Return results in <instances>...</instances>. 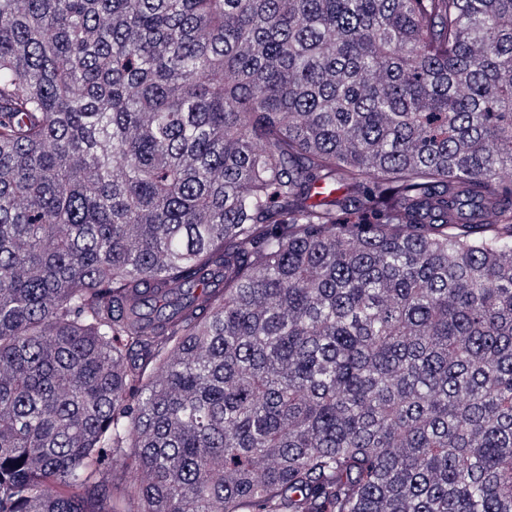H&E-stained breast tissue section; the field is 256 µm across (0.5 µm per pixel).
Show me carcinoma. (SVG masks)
<instances>
[{"instance_id":"obj_1","label":"carcinoma","mask_w":512,"mask_h":512,"mask_svg":"<svg viewBox=\"0 0 512 512\" xmlns=\"http://www.w3.org/2000/svg\"><path fill=\"white\" fill-rule=\"evenodd\" d=\"M511 166L512 0H0V512H512Z\"/></svg>"}]
</instances>
